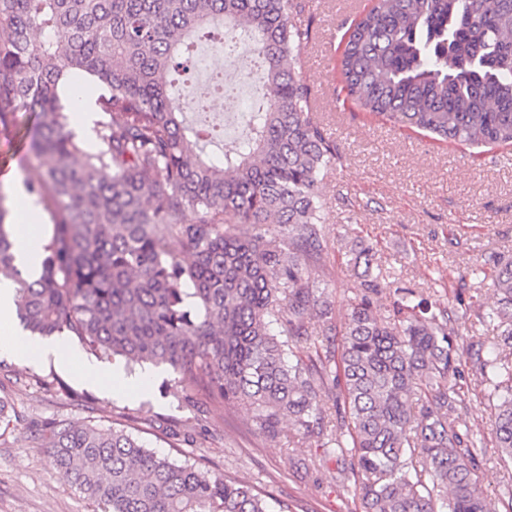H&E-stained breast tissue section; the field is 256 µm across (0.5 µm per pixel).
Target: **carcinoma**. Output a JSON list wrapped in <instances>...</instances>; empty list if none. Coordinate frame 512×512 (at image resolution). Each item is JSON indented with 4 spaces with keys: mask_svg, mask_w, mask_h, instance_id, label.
Instances as JSON below:
<instances>
[{
    "mask_svg": "<svg viewBox=\"0 0 512 512\" xmlns=\"http://www.w3.org/2000/svg\"><path fill=\"white\" fill-rule=\"evenodd\" d=\"M305 0H0V136L39 110L28 191L52 230L37 277L17 264L0 203V281L32 336H74L131 364L165 366L181 405L245 406L265 439L288 422V447L326 445L353 480L351 512H497L481 489L479 430L461 413L460 367L493 386V431L512 458V262L475 318L509 349L455 342L447 286L436 299L380 302L392 283L365 271L338 326L319 287L328 250L320 171L336 142L309 116L301 75ZM221 27L259 64L247 131L213 160L216 130L184 116L195 87L174 69L188 39ZM347 97L401 128L443 142L512 145V0H375L343 34ZM99 82L95 142L77 137L60 104L68 78ZM370 265L374 245L357 239ZM284 334L288 340L281 341ZM309 345L307 359L294 348ZM49 464L100 512H288L235 476L148 448L132 433L58 421L35 436Z\"/></svg>",
    "mask_w": 512,
    "mask_h": 512,
    "instance_id": "cac0c4a2",
    "label": "carcinoma"
}]
</instances>
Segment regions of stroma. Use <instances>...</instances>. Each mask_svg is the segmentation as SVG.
I'll return each mask as SVG.
<instances>
[{
  "instance_id": "35a3bbf8",
  "label": "stroma",
  "mask_w": 512,
  "mask_h": 512,
  "mask_svg": "<svg viewBox=\"0 0 512 512\" xmlns=\"http://www.w3.org/2000/svg\"><path fill=\"white\" fill-rule=\"evenodd\" d=\"M372 0H306L298 25L309 28L301 48L302 75L312 88L311 115L335 140L340 158L320 174L324 233L332 248L320 276L344 320L359 291L361 267L347 241L376 243L383 275L419 295L438 279H450L459 296V340L491 345L492 328L477 324L467 309L474 296L492 299V279L476 268L512 259V148L444 143L393 126L363 112L342 90L338 45L342 23L370 8ZM37 121L24 113L11 140L0 139V184L21 176L18 166ZM464 413L483 433L480 482L500 512L512 503V465L504 463L490 424L494 409L470 365ZM0 397L15 411L0 430V512H93L46 452L31 439L35 429L64 420L102 427L119 422L150 448L215 474L237 475L293 512H351L350 483L326 449H289L287 439L265 440L246 411L229 407L202 415L181 406L173 373L153 370L149 385L131 392L109 381L78 379L70 366L31 353L20 361L0 355Z\"/></svg>"
}]
</instances>
